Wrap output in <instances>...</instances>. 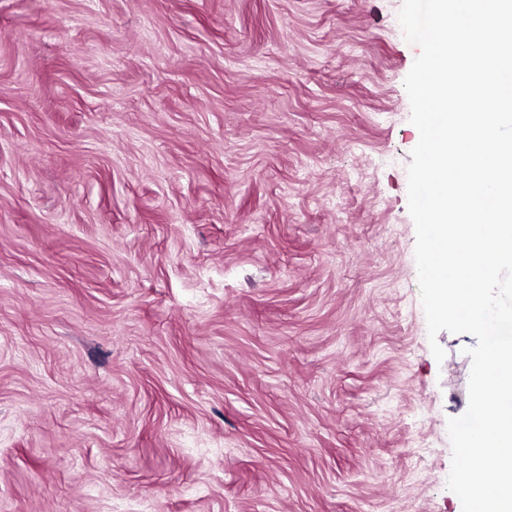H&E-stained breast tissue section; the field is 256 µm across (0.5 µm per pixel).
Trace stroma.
<instances>
[{
	"mask_svg": "<svg viewBox=\"0 0 512 512\" xmlns=\"http://www.w3.org/2000/svg\"><path fill=\"white\" fill-rule=\"evenodd\" d=\"M402 4L0 0V512H462Z\"/></svg>",
	"mask_w": 512,
	"mask_h": 512,
	"instance_id": "35a3bbf8",
	"label": "stroma"
}]
</instances>
